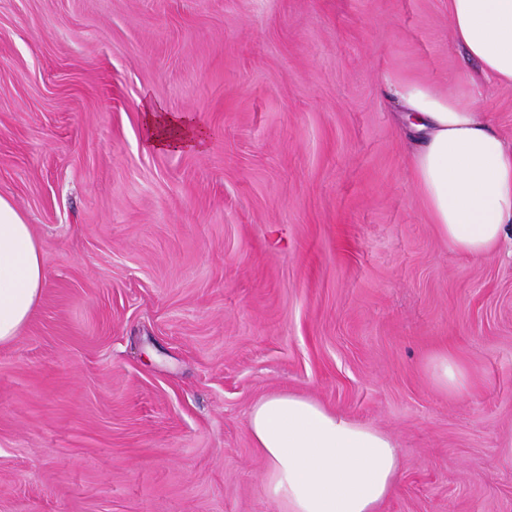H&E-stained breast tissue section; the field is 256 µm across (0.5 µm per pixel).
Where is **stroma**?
<instances>
[{
	"label": "stroma",
	"instance_id": "1",
	"mask_svg": "<svg viewBox=\"0 0 512 512\" xmlns=\"http://www.w3.org/2000/svg\"><path fill=\"white\" fill-rule=\"evenodd\" d=\"M389 75L478 80L448 0H0V195L47 273L0 344V512H281L278 391L393 438L378 512H512V243L438 235ZM148 102L205 150L149 146ZM478 104L511 142L512 86ZM432 375L435 383L447 392L460 396L470 393L469 376L465 368L449 357L448 353L435 359Z\"/></svg>",
	"mask_w": 512,
	"mask_h": 512
}]
</instances>
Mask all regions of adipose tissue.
<instances>
[{
	"mask_svg": "<svg viewBox=\"0 0 512 512\" xmlns=\"http://www.w3.org/2000/svg\"><path fill=\"white\" fill-rule=\"evenodd\" d=\"M452 38L484 81L512 85V0H448ZM421 131L412 172L429 220L449 246L482 257L512 237V145L490 126L470 94H442L415 80L392 83ZM144 121L158 150L203 148L200 124L154 106ZM30 224L0 196V344L19 336L46 284ZM266 463L265 492L283 512H377L401 469L385 433L328 411L305 396L278 392L248 415Z\"/></svg>",
	"mask_w": 512,
	"mask_h": 512,
	"instance_id": "adipose-tissue-1",
	"label": "adipose tissue"
}]
</instances>
